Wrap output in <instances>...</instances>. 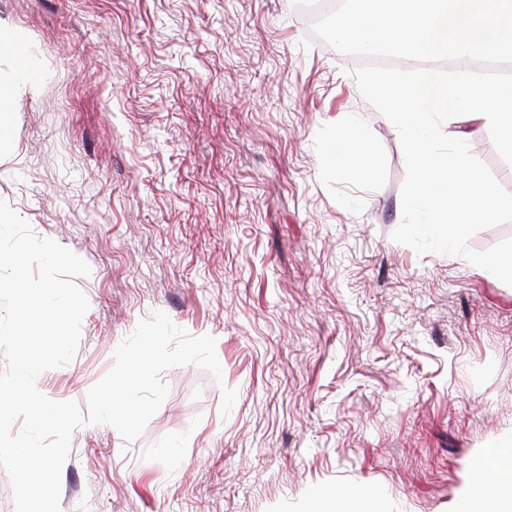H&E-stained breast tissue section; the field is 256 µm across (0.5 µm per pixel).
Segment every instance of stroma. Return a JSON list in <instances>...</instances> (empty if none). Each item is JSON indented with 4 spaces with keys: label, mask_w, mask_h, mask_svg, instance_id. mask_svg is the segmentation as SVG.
Here are the masks:
<instances>
[{
    "label": "stroma",
    "mask_w": 512,
    "mask_h": 512,
    "mask_svg": "<svg viewBox=\"0 0 512 512\" xmlns=\"http://www.w3.org/2000/svg\"><path fill=\"white\" fill-rule=\"evenodd\" d=\"M293 4L0 0V201L91 268L75 355L38 390L86 406L158 311L215 338L224 378L165 371L133 442L76 428L60 512H340L350 491L459 512L512 439V286L392 239L399 133ZM350 124L371 179L327 154ZM452 129L512 192L488 127Z\"/></svg>",
    "instance_id": "1"
}]
</instances>
